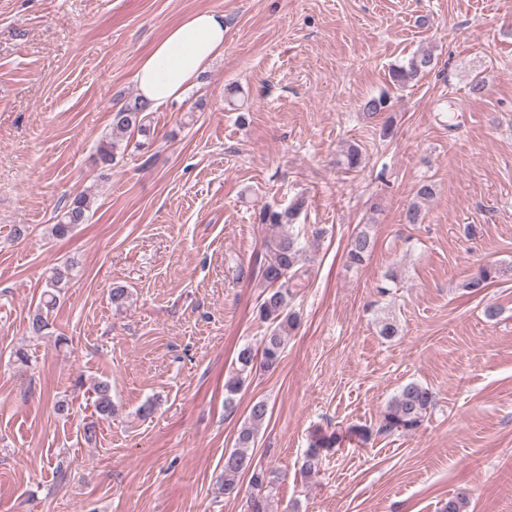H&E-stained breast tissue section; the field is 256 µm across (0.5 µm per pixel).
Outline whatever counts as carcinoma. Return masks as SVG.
Segmentation results:
<instances>
[{
    "instance_id": "1",
    "label": "carcinoma",
    "mask_w": 512,
    "mask_h": 512,
    "mask_svg": "<svg viewBox=\"0 0 512 512\" xmlns=\"http://www.w3.org/2000/svg\"><path fill=\"white\" fill-rule=\"evenodd\" d=\"M434 64L432 54L425 52L411 57L406 63L391 68L390 77L393 84L406 87L415 83ZM150 111L149 104L134 97L124 101L112 112L111 133L97 149V160L108 167L115 163L120 151L128 146L131 136L138 133L146 135V119ZM91 208V198L86 193L74 196L63 206L56 224L50 228L54 237L63 239L72 229L87 219ZM298 208L289 207L282 211L269 206L263 208L262 223L274 230L265 242L266 259L263 264L262 277L268 284L265 297L259 306L263 320L269 323V332L264 336L260 351L250 346L241 348L237 354V373L224 382L225 403L233 404L235 396L241 391L248 373L255 363L265 369L276 368L281 360L286 337L299 323V315L291 307L294 281L300 277L302 248L299 236L280 230L290 223ZM372 249V241L365 231L358 232L348 244L346 262L350 266H359L365 262ZM506 269L497 265H484L478 268L462 283L468 294H477L504 276ZM71 268L67 265L51 268L46 278L45 289L40 303L29 318L28 332L32 336H42L49 328L48 315L59 302L60 294L70 278ZM95 396L94 406L97 418L83 424V436L87 441L96 438L97 428L102 419L112 417V384L108 380H98L92 385ZM435 401L434 392L418 382H410L402 387L386 405L382 413L379 431L382 433L399 432L406 435L415 434L423 425L428 410ZM269 414L268 403L258 400L252 403L247 419L240 428L236 438V448L224 454V495L236 497L241 491V481L248 478L251 496L248 502L249 512H265L264 492L271 487V471L253 463L249 449L254 447L256 436ZM342 438L338 432L325 434L317 432L312 437L306 450L303 473L309 475L317 470L322 453L334 447ZM469 501V492L461 488L442 506V512H465Z\"/></svg>"
}]
</instances>
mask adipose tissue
I'll return each instance as SVG.
<instances>
[{"instance_id": "adipose-tissue-1", "label": "adipose tissue", "mask_w": 512, "mask_h": 512, "mask_svg": "<svg viewBox=\"0 0 512 512\" xmlns=\"http://www.w3.org/2000/svg\"><path fill=\"white\" fill-rule=\"evenodd\" d=\"M223 14L200 10L172 25L141 58L135 82L142 100L158 106L181 98L224 54Z\"/></svg>"}]
</instances>
